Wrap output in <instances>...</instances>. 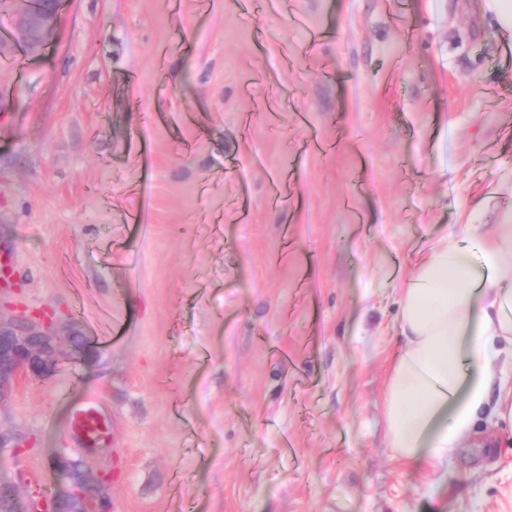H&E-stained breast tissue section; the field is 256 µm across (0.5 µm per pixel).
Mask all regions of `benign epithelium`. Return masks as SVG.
<instances>
[{
	"mask_svg": "<svg viewBox=\"0 0 512 512\" xmlns=\"http://www.w3.org/2000/svg\"><path fill=\"white\" fill-rule=\"evenodd\" d=\"M56 19V8L50 7L40 13L27 10L20 12L19 33L26 44L36 49L52 36ZM52 316L46 312L20 316L9 322L0 321V399L11 381L20 373L32 380H42L50 374L49 367L58 355L59 342L47 327ZM97 487L89 484L81 487L69 483L64 501L52 500L44 508L30 502L23 512H72L74 502H79V512H89L88 503L96 497Z\"/></svg>",
	"mask_w": 512,
	"mask_h": 512,
	"instance_id": "obj_1",
	"label": "benign epithelium"
}]
</instances>
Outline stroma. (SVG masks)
<instances>
[{
    "instance_id": "stroma-1",
    "label": "stroma",
    "mask_w": 512,
    "mask_h": 512,
    "mask_svg": "<svg viewBox=\"0 0 512 512\" xmlns=\"http://www.w3.org/2000/svg\"><path fill=\"white\" fill-rule=\"evenodd\" d=\"M512 206V39L483 0H60L0 49V318L71 344L0 400V478L110 512H512V429L385 439L398 290ZM97 400L115 439L78 446ZM55 1V8L53 2L51 3L50 8L47 7V3L43 0H27V10L22 9L20 12L19 19V33L21 38L26 42V44L31 47L33 50L38 47L44 45L52 36L54 27H55V19H56V7L58 0ZM46 8V9H45ZM45 9V10H43ZM43 10V11H42ZM31 11V12H30ZM42 11L40 13H33ZM17 43L26 50L25 43L20 41L15 35Z\"/></svg>"
}]
</instances>
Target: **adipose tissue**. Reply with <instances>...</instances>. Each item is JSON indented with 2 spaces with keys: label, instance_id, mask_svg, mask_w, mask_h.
I'll return each instance as SVG.
<instances>
[{
  "label": "adipose tissue",
  "instance_id": "1",
  "mask_svg": "<svg viewBox=\"0 0 512 512\" xmlns=\"http://www.w3.org/2000/svg\"><path fill=\"white\" fill-rule=\"evenodd\" d=\"M474 250L442 235L399 291V350L384 393L385 436L408 464L444 462L482 423H512V211Z\"/></svg>",
  "mask_w": 512,
  "mask_h": 512
}]
</instances>
